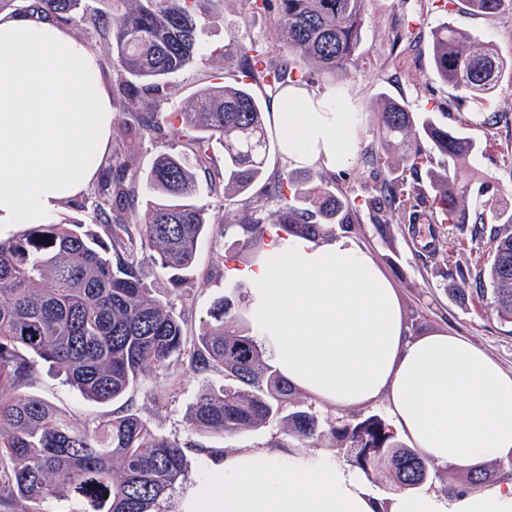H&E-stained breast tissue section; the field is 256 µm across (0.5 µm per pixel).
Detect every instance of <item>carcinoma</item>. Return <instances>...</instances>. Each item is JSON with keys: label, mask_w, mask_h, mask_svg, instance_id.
<instances>
[{"label": "carcinoma", "mask_w": 512, "mask_h": 512, "mask_svg": "<svg viewBox=\"0 0 512 512\" xmlns=\"http://www.w3.org/2000/svg\"><path fill=\"white\" fill-rule=\"evenodd\" d=\"M202 2L112 0L110 9L93 13L86 0L34 4L74 24L90 22L111 32L120 140L98 183L92 215L105 236L76 222L37 224L0 237L3 512H57L55 504L65 496L74 504L69 512H156L185 478V447L153 431L131 409L80 430L66 414L23 392L33 359L56 369L87 399L108 403L184 355L193 371L224 376L221 384L198 388L187 417L190 432L231 437L277 421L287 436L325 438L334 448L352 449V466L367 475L384 468L400 490L428 481V460L398 441L381 416L354 415L325 428L311 411L288 410L294 389L240 328L229 297L214 303L204 332L189 339L182 316L156 295L142 269L156 266L178 287L208 231L217 243L233 236L235 257L250 260L273 236L318 240L329 224L352 231L362 205L386 235L401 223L411 199L432 224H463L472 197L495 224L487 260L469 275L473 292L499 323L512 325V212L486 199L492 177L458 173L479 144L448 128L435 112H414L391 99L380 103L382 152L367 150L364 159L378 165L391 155L400 175L367 183L353 198L332 191L336 183L320 172L285 170L249 200L246 215L210 217L201 203L204 193L221 186L243 193L265 175L271 143L263 104L249 85L262 80L281 92L301 85L307 72L334 75L353 67L366 0H278L275 25L287 45L283 58L273 62L259 45L232 38L224 53L240 58L237 84L202 88L183 110L169 112L167 80L204 58L196 19ZM460 3L486 17L512 12V0ZM432 53L434 74L479 107L512 80V61L452 22L433 29ZM167 125L186 131L185 149L159 155L137 176L126 158L142 139L164 134ZM213 142L224 150L221 170L210 156ZM437 156L443 158L438 169ZM269 198L279 202L272 218L263 215Z\"/></svg>", "instance_id": "cac0c4a2"}]
</instances>
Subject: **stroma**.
I'll return each mask as SVG.
<instances>
[{
	"label": "stroma",
	"mask_w": 512,
	"mask_h": 512,
	"mask_svg": "<svg viewBox=\"0 0 512 512\" xmlns=\"http://www.w3.org/2000/svg\"><path fill=\"white\" fill-rule=\"evenodd\" d=\"M446 0H367L365 23L358 58L354 67L333 77L313 76L306 83L311 91L335 90L348 100L352 111L361 115L358 148L366 150L373 141V109L383 99L405 103L416 112H440L450 128L473 137L480 153L473 167L499 180L500 206L512 209V83H504L487 106L499 123L487 125L483 115L461 101L460 93L434 74L431 57V32L440 22L450 19L473 36L492 42L498 52L512 58V12L495 17L448 12ZM273 11H255L247 0H211L199 16L200 38L207 59L186 68L170 80L168 111H180L192 94L216 82L234 83L240 60L224 53L231 37L258 42L270 58L283 53L280 34L273 23ZM486 112V113H487ZM353 238L376 260L380 272L394 288L402 305L410 337L450 331L483 348L504 369L512 370V328L485 315L475 295L454 292V280L442 257L460 264L463 270H475L486 260L489 238L474 237L473 227L459 224L441 232L440 256L424 252L411 224L396 225L391 237L377 232L367 212H360ZM232 239L215 244L204 238L198 245L194 269L185 275L177 291H170L166 274L154 266L143 273L160 297L175 311L186 313L188 333H202L210 320L209 312L218 298L230 297L237 310H244L247 289L231 288L217 253L232 256ZM218 372L197 373L188 364L169 370H157L143 384L129 391L122 400L97 403L83 398L66 386L43 362H35L25 387L27 394L43 399L66 411L79 428L94 426L129 407L148 422L154 431L188 446L187 474L160 504V512H176L187 484L200 479L208 469L212 453H233L257 448L272 438L282 437L280 424L272 422L245 430L231 438L199 436L186 427L189 407L199 386L221 383ZM295 405L315 412L320 420H346L354 415L388 417V403L378 398L353 407H328L313 396L299 391Z\"/></svg>",
	"instance_id": "obj_1"
}]
</instances>
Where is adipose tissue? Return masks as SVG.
<instances>
[{"instance_id": "1", "label": "adipose tissue", "mask_w": 512, "mask_h": 512, "mask_svg": "<svg viewBox=\"0 0 512 512\" xmlns=\"http://www.w3.org/2000/svg\"><path fill=\"white\" fill-rule=\"evenodd\" d=\"M115 112L97 55L64 19L0 12V231L44 223L97 178ZM272 115L290 167L354 164L360 116L335 93L289 88ZM243 274L247 316L293 388L339 407L385 398L396 437L442 467L512 456V371L449 332L409 338L394 289L354 239H280ZM180 512H512V481L384 500L331 453L262 448L213 454Z\"/></svg>"}]
</instances>
